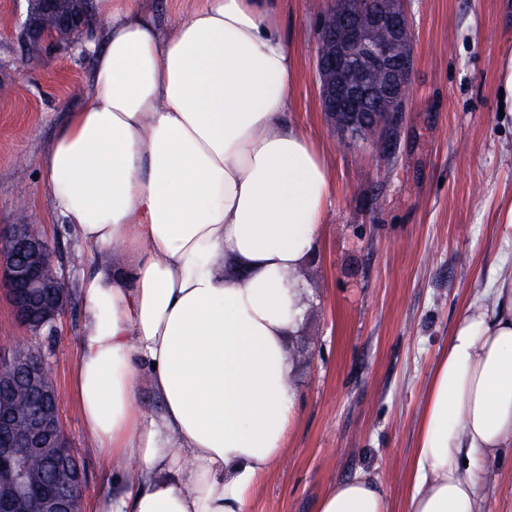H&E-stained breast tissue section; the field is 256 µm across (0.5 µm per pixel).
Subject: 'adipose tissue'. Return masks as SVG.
<instances>
[{
	"label": "adipose tissue",
	"mask_w": 512,
	"mask_h": 512,
	"mask_svg": "<svg viewBox=\"0 0 512 512\" xmlns=\"http://www.w3.org/2000/svg\"><path fill=\"white\" fill-rule=\"evenodd\" d=\"M191 2L172 26L150 0H95L81 105L39 159L90 249L73 392L112 470L99 512H249L296 416L298 271L334 184L288 117L282 0ZM492 294L431 368L406 512H482L476 464L512 449V271ZM315 512L389 509L359 473Z\"/></svg>",
	"instance_id": "ef3b65f1"
}]
</instances>
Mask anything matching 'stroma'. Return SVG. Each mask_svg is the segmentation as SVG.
<instances>
[{
	"label": "stroma",
	"instance_id": "35a3bbf8",
	"mask_svg": "<svg viewBox=\"0 0 512 512\" xmlns=\"http://www.w3.org/2000/svg\"><path fill=\"white\" fill-rule=\"evenodd\" d=\"M27 0H0V225L31 224L48 239L69 291L53 331L32 335L0 292V347L39 352L57 388L64 431L86 476L81 512L112 484L85 436L73 397L83 325L87 246L51 212L39 165L80 103L83 45L31 52L21 37ZM416 58L408 110L392 155L352 145L321 110L315 53L325 0H285L297 53L296 120L323 152L336 192L315 254L301 268L306 309L287 343L297 416L285 457L249 512H314L335 481L380 484L405 512L408 462L430 368L464 306L492 303L512 267V115H500L499 74L512 51V0H405ZM483 512H512V452L480 465Z\"/></svg>",
	"mask_w": 512,
	"mask_h": 512
}]
</instances>
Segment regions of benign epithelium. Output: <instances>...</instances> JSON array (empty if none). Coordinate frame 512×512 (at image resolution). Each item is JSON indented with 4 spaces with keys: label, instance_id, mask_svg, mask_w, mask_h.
I'll return each mask as SVG.
<instances>
[{
    "label": "benign epithelium",
    "instance_id": "benign-epithelium-1",
    "mask_svg": "<svg viewBox=\"0 0 512 512\" xmlns=\"http://www.w3.org/2000/svg\"><path fill=\"white\" fill-rule=\"evenodd\" d=\"M90 0H28L22 36L29 47L65 46L85 31ZM403 0H331L318 36L322 112L348 140L363 125L376 130V147L391 151L408 107L414 66ZM382 32L385 38L375 39ZM50 246L31 224L0 231V284L18 322L34 335L52 329L68 304L65 280L48 259ZM23 392L34 406L18 409ZM84 472L60 418L57 389L45 378L40 354L0 348V512H80Z\"/></svg>",
    "mask_w": 512,
    "mask_h": 512
}]
</instances>
